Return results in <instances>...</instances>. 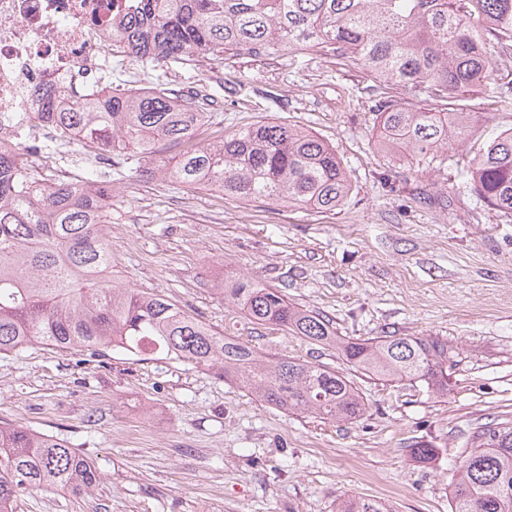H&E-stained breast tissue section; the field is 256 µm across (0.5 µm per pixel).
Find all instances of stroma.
<instances>
[{
  "mask_svg": "<svg viewBox=\"0 0 512 512\" xmlns=\"http://www.w3.org/2000/svg\"><path fill=\"white\" fill-rule=\"evenodd\" d=\"M468 92L478 125L512 128V53ZM212 72L222 109L196 142L279 119L333 145L352 191L331 213L189 190L109 172L112 266L122 282L165 295L218 332L265 353L345 370L334 350L254 330L226 308L225 278L254 279L326 315L338 335L438 336L457 346L447 396L419 384L352 379L367 409L354 422L265 404L237 383L158 354L92 358L34 345L0 354V423L63 439L101 480L21 497L16 512H336L341 495L397 512H451L448 473L474 428L512 421V216L455 187L454 162L430 164L377 143L372 79L360 68L291 53L201 59L166 71L134 66L123 88ZM438 450L418 463L413 444Z\"/></svg>",
  "mask_w": 512,
  "mask_h": 512,
  "instance_id": "obj_1",
  "label": "stroma"
}]
</instances>
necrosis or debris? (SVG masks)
Segmentation results:
<instances>
[{
	"mask_svg": "<svg viewBox=\"0 0 512 512\" xmlns=\"http://www.w3.org/2000/svg\"><path fill=\"white\" fill-rule=\"evenodd\" d=\"M128 0H0V141L21 137L22 117L45 90L71 101L112 68V12Z\"/></svg>",
	"mask_w": 512,
	"mask_h": 512,
	"instance_id": "obj_1",
	"label": "necrosis or debris"
}]
</instances>
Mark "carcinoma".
Listing matches in <instances>:
<instances>
[{"mask_svg": "<svg viewBox=\"0 0 512 512\" xmlns=\"http://www.w3.org/2000/svg\"><path fill=\"white\" fill-rule=\"evenodd\" d=\"M112 14V40L140 64L184 66L196 58L280 56L288 50L362 67L379 84V144L434 160L468 139L465 93L492 76L491 60L512 50V0H133ZM201 76L186 89L103 88L93 99L32 112L80 134L85 154L125 155L134 177L159 174L189 189L204 187L243 202H288L334 211L352 191L336 149L282 121L217 130L202 147L197 127L217 103ZM424 96L417 108L393 95ZM479 153L456 171L461 187L512 215V128L481 132ZM180 146L172 160L161 146ZM111 189L93 171L83 185L38 178L20 144H0V353L34 344L90 357L109 351L159 353L211 371L250 390L265 404L322 420L360 418L365 402L343 373L316 362L271 356L215 331L165 296L112 280V242L103 231ZM224 303L248 323L281 330L338 350L352 368L379 379L419 382L448 394V368L458 352L438 336L343 338L333 321L282 291L253 280L228 281ZM97 467L64 441L21 426H0V512L25 493L66 489L83 495L98 485ZM451 512H512V423L477 428L451 470ZM338 512H392L377 499L342 500Z\"/></svg>", "mask_w": 512, "mask_h": 512, "instance_id": "cac0c4a2", "label": "carcinoma"}]
</instances>
